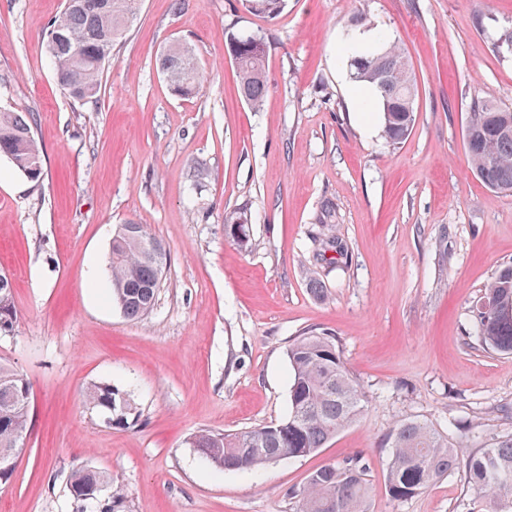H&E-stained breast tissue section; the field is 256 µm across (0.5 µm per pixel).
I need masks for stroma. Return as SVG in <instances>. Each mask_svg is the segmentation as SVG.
Returning a JSON list of instances; mask_svg holds the SVG:
<instances>
[{
    "label": "stroma",
    "mask_w": 512,
    "mask_h": 512,
    "mask_svg": "<svg viewBox=\"0 0 512 512\" xmlns=\"http://www.w3.org/2000/svg\"><path fill=\"white\" fill-rule=\"evenodd\" d=\"M63 0H0V107L33 113L34 183L0 157V273L18 321L0 362L32 383V422L0 512H75L66 477L108 472L132 512H296L322 464L360 458L368 512H483L455 470L405 501L388 494L387 439L421 421L474 452L512 434V354L470 338V310L512 265V195L473 173L472 97L512 107V0H287L276 18L242 0H142L112 49L96 103L57 86L43 35ZM267 42L266 95L239 92L229 31ZM390 36L418 83L415 124L387 143L343 45ZM205 80L171 94L157 60L174 41ZM233 211L250 241L224 231ZM147 225L168 253L153 311L112 302V234ZM333 333L368 402L318 452L250 472L211 468L201 430L282 420L287 350ZM128 390L137 427L106 428L94 383Z\"/></svg>",
    "instance_id": "35a3bbf8"
}]
</instances>
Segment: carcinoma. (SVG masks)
Listing matches in <instances>:
<instances>
[{
  "label": "carcinoma",
  "instance_id": "carcinoma-1",
  "mask_svg": "<svg viewBox=\"0 0 512 512\" xmlns=\"http://www.w3.org/2000/svg\"><path fill=\"white\" fill-rule=\"evenodd\" d=\"M248 12L266 18L279 16L286 0H244ZM141 0H65L44 33L46 55L53 64L60 88L74 101L97 99L105 64L112 47L137 17ZM228 51L237 67L240 92L251 108L263 105L266 92L264 38L254 33L228 35ZM350 79L372 89L374 107L381 114L386 140L398 144L415 123L416 77L398 41L346 49ZM171 92L193 96L204 77L191 47L173 43L158 59ZM472 169L488 187L512 194V110L476 97L464 127ZM0 155L32 182L43 180V155L29 115L0 110ZM226 234L241 247L249 243L247 218L229 213ZM168 258L166 247L146 225L136 233H114L107 265L112 301L132 320L155 307ZM496 301L501 309H472L473 331L489 350L512 354V265L503 267L484 289L478 302ZM17 311L9 278H0V336L14 331ZM290 366L289 410L281 421L237 433L203 430L192 446L218 471L244 472L271 463L286 451L293 457L317 452L363 413L365 394L343 360L336 337L310 331L288 346ZM28 378L0 363V452L19 451L16 441L31 424ZM93 413L105 412L113 426L134 428L140 414L130 395L110 383L93 384L85 392ZM391 445L387 481L395 501L408 499L437 478L462 469L468 484L483 499L485 512H512V434L492 438L477 452L465 455L448 444L447 437L419 421L398 424ZM76 512H131L123 491L112 476L93 466L72 469L68 481ZM368 493L360 459L327 463L312 472L294 492L298 512H364Z\"/></svg>",
  "mask_w": 512,
  "mask_h": 512
}]
</instances>
